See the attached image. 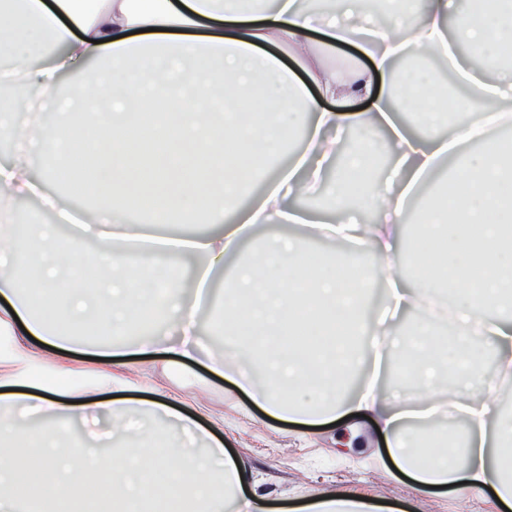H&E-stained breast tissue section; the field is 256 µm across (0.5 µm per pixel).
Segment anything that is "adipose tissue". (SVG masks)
Returning a JSON list of instances; mask_svg holds the SVG:
<instances>
[{
	"mask_svg": "<svg viewBox=\"0 0 512 512\" xmlns=\"http://www.w3.org/2000/svg\"><path fill=\"white\" fill-rule=\"evenodd\" d=\"M376 24L358 0H0V112L30 99L62 110L53 128L40 119L13 127L14 147L0 165V210L32 196L64 210L67 196L44 193L33 173L58 182L66 162L98 204L82 211L105 244L84 254L44 224H0V500L10 512H220L226 494H244V512H273L267 495L248 488L242 461L222 437L170 403L162 388L149 400L110 399L113 366L131 347L223 372L198 326L199 310L174 297L179 265L164 227L205 216L223 225L188 241L205 275L228 273L212 328L229 354L250 351L236 388L269 416L295 422L373 415L399 470L419 486L465 483L491 491L512 510V425L501 422L496 388L478 374L474 339L492 347L498 372L512 374V143L492 131L512 127V95L502 82L512 59V5L481 0H396ZM353 44L369 63L350 73L333 53ZM451 58L464 93L422 92L423 74L402 59ZM96 66L92 88L63 89L60 78ZM459 119L437 135L446 112ZM421 116L423 133L401 115ZM384 131L395 161L385 181L370 158ZM291 152L287 173L243 210L244 189L263 177L265 161ZM456 158L455 191L440 187L419 215L413 254L419 287L398 271L403 226L419 187L441 157ZM343 163L335 179L327 164ZM335 193V216L292 210V198ZM373 211L364 225L352 206ZM302 224L334 240L313 252L301 238L271 240L263 259L226 272L225 258L257 224ZM386 261L387 319L428 309L441 288L454 289L448 323L459 343L444 350L432 319L416 322L417 343L394 374L417 377L424 393L448 384V406L470 424L465 459L453 448L429 453L403 424L408 411L373 390L347 399L348 373L338 352L340 326L356 321L369 277L352 246ZM164 285L156 294V285ZM165 330L130 345L127 333L146 312ZM102 358L80 385L68 355ZM265 377L257 386L256 377ZM107 415L126 444L107 461L87 447H60L65 427ZM205 446V459L194 455Z\"/></svg>",
	"mask_w": 512,
	"mask_h": 512,
	"instance_id": "1",
	"label": "adipose tissue"
}]
</instances>
